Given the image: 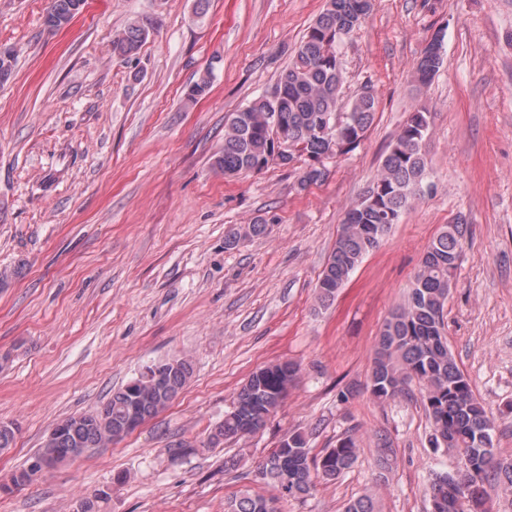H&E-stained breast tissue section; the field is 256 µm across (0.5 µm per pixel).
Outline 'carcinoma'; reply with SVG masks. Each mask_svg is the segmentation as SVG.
<instances>
[{
	"mask_svg": "<svg viewBox=\"0 0 512 512\" xmlns=\"http://www.w3.org/2000/svg\"><path fill=\"white\" fill-rule=\"evenodd\" d=\"M85 0H51L46 24L60 29L80 12ZM371 0H325V7L308 28L288 66L275 83L245 107L228 115L224 146L212 166L227 178L259 173L271 165L287 167L295 161L306 165L299 186L317 184L326 176V164L357 149L372 126L376 98L360 95L340 111L345 69L338 47L359 30L369 16ZM154 21L129 22L112 39V53L126 61L139 54ZM443 63L442 52L429 49L414 65V78L428 85ZM211 69L190 87L186 100L194 103L207 95ZM340 120L334 129L325 124ZM432 114L416 108L401 126L373 177L369 189L346 211L335 247L318 279L317 303L326 306L344 287L364 257L376 249L405 211L425 197L419 188L428 182L424 142ZM288 132V154L275 156L274 127ZM274 219L258 216L232 229L225 244L240 243L265 235ZM468 222L452 220L427 247L402 305L385 320L375 346L367 389L379 401L409 394L413 382L421 385L431 422L429 443L434 448H453L462 457L455 474L436 476L429 494L441 497L440 512H486L484 483L502 478L512 487V462L495 452L494 422L471 389L470 382L448 348L444 309L452 279L463 258ZM192 372L189 361L177 358L158 373L143 372L112 392L91 412L71 415L56 423L37 455L63 461L61 448H102L132 433L130 423H144L177 397ZM297 364L284 361L265 365L250 374L239 389L232 409L209 431V441L255 434L278 411L297 378ZM264 459L265 480L281 496L300 499L311 494L316 481L331 482L358 460L356 438L348 435L334 448L311 456L308 438L294 431L281 439ZM224 512H274L273 501L244 487L230 496Z\"/></svg>",
	"mask_w": 512,
	"mask_h": 512,
	"instance_id": "obj_1",
	"label": "carcinoma"
}]
</instances>
